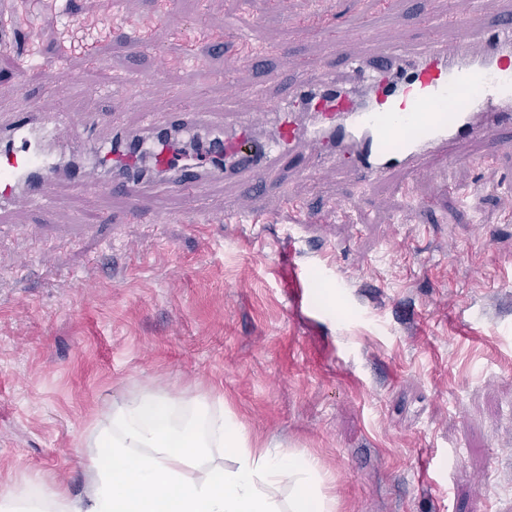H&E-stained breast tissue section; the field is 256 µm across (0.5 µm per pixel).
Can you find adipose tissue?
Wrapping results in <instances>:
<instances>
[{
    "label": "adipose tissue",
    "mask_w": 512,
    "mask_h": 512,
    "mask_svg": "<svg viewBox=\"0 0 512 512\" xmlns=\"http://www.w3.org/2000/svg\"><path fill=\"white\" fill-rule=\"evenodd\" d=\"M92 488L83 498L29 487L0 495V512H335L318 459L260 447L231 412L162 392L113 409L90 433ZM230 466L213 461L214 450ZM288 487L287 506L275 492Z\"/></svg>",
    "instance_id": "adipose-tissue-1"
}]
</instances>
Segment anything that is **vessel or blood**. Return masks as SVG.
Instances as JSON below:
<instances>
[{
  "mask_svg": "<svg viewBox=\"0 0 512 512\" xmlns=\"http://www.w3.org/2000/svg\"><path fill=\"white\" fill-rule=\"evenodd\" d=\"M479 4L454 0L448 24L455 35L448 44L428 38L415 55L393 48L371 65L345 59V47L394 19L396 0H377L368 16L336 28L305 18L303 26L318 28L332 55L303 62L287 99L267 98L265 87L256 88L278 119L272 139H255L256 116L248 112L173 107L160 119L147 112L131 133L113 122L111 145L98 166L72 168L69 183L122 196L142 195L159 179L178 193L229 180L260 189L275 169L301 154L306 176L333 158L370 184L398 171L423 174L429 154L466 141L481 142L484 159H491L501 129L512 126V15L478 36L466 21ZM43 78L63 93L78 84L68 69L53 65ZM61 120L32 108L0 124V206L20 191L33 205L50 203L48 188L63 174L57 158L66 148L54 139ZM203 129L213 136L195 156L169 139L173 133L193 138Z\"/></svg>",
  "mask_w": 512,
  "mask_h": 512,
  "instance_id": "obj_1",
  "label": "vessel or blood"
}]
</instances>
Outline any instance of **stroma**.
I'll use <instances>...</instances> for the list:
<instances>
[{"mask_svg": "<svg viewBox=\"0 0 512 512\" xmlns=\"http://www.w3.org/2000/svg\"><path fill=\"white\" fill-rule=\"evenodd\" d=\"M372 6L0 0V47L62 60L80 80L63 98L4 71L0 114H67L57 135L69 141L102 116L136 127L177 94L199 112H258L256 87L283 97L297 59L330 53L291 22ZM447 6L399 0L394 21L346 53L368 63L415 47L429 10L447 43ZM150 72L149 88L132 79ZM52 195L46 209L19 195L0 211V494L86 496L91 425L162 388L318 457L336 512H512V130L492 160L437 157L369 187L328 165L315 178L283 169L261 192L218 183L199 200L63 179ZM294 201L312 222L298 223ZM132 210L171 219L134 224ZM90 212L103 223H83Z\"/></svg>", "mask_w": 512, "mask_h": 512, "instance_id": "35a3bbf8", "label": "stroma"}]
</instances>
